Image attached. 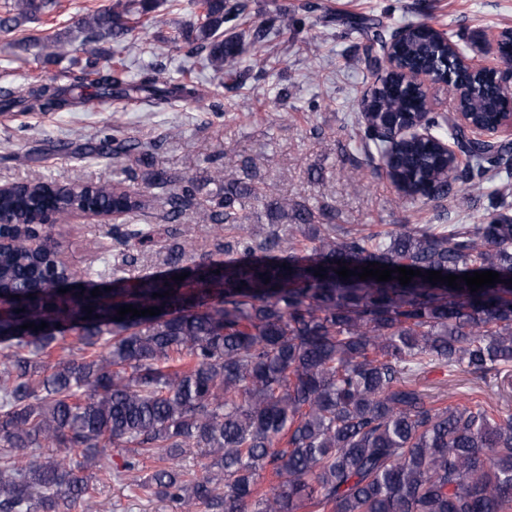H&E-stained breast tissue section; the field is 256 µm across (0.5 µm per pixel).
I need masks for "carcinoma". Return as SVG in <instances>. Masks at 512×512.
Wrapping results in <instances>:
<instances>
[{"label": "carcinoma", "mask_w": 512, "mask_h": 512, "mask_svg": "<svg viewBox=\"0 0 512 512\" xmlns=\"http://www.w3.org/2000/svg\"><path fill=\"white\" fill-rule=\"evenodd\" d=\"M0 30L50 11L53 0H5ZM160 0H111L82 17L90 39H121ZM241 2L202 0L197 22L183 29L188 52L204 57L217 73L239 65L236 37L224 24L245 10ZM366 40L365 61L379 71L386 41L370 18L350 22ZM442 40L420 30L396 47L409 70L439 62ZM123 69L96 72L94 95L163 109L179 100H200L192 84L148 70L137 81ZM472 91L460 100L472 121L491 125L500 112V88L488 76L458 73ZM86 101L73 88L31 84L0 96V108L63 111ZM420 92L401 75L383 81L361 130V146L386 150L373 127L405 112L448 129L467 159L445 165L430 142L411 141L393 153V176L428 189L426 202L441 201L466 185L495 198L499 189L484 174L512 171V141L478 142L421 108ZM114 138L85 147L110 157ZM482 179L469 185L472 169ZM210 223L239 224L238 207L258 193L252 183L217 168ZM197 192L194 180L167 198L166 222L180 221ZM82 202L103 216L132 213L142 196L127 187L31 180L0 196V212L13 246L0 251V343L11 353L0 360V512H71L87 509L101 477L128 476L131 486L179 512H512V414L488 401L440 406L418 378L436 365L485 382L512 371V217L449 231L398 224L383 234L362 235L324 224L302 203L273 199L268 210L308 227L307 242L279 230L255 237L248 227L217 244L222 259L195 260L184 240L169 248L162 275L126 278L122 254L113 269L118 287L95 288L94 273L55 265L58 242L28 247L30 226L45 211L68 214ZM127 249L145 248L173 230L152 224L112 228ZM357 272L343 279L337 262ZM370 262L442 275L496 271L502 282L476 292L466 282L451 288L414 277L359 279ZM326 269V277L315 275ZM191 270L182 281L173 277ZM68 289L62 294L60 290ZM169 295L162 296V293ZM158 297H152V294ZM123 305L157 307L155 316L117 321ZM91 307L87 313L85 307ZM48 327L34 331L21 325ZM76 337V349L52 359L58 341ZM128 449L121 470L101 463L107 449ZM49 448L52 454L19 453ZM209 459L188 472L180 465L192 449ZM153 468L137 476L143 464ZM276 481L263 486V473Z\"/></svg>", "instance_id": "carcinoma-1"}]
</instances>
